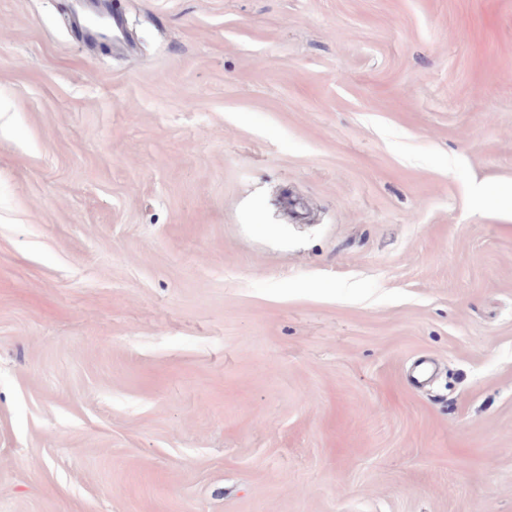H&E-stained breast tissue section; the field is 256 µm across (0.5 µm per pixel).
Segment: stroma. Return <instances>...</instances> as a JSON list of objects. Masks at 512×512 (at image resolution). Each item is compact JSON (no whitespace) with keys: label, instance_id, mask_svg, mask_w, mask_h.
Listing matches in <instances>:
<instances>
[{"label":"stroma","instance_id":"35a3bbf8","mask_svg":"<svg viewBox=\"0 0 512 512\" xmlns=\"http://www.w3.org/2000/svg\"><path fill=\"white\" fill-rule=\"evenodd\" d=\"M67 7L0 0V512H512V0Z\"/></svg>","mask_w":512,"mask_h":512}]
</instances>
